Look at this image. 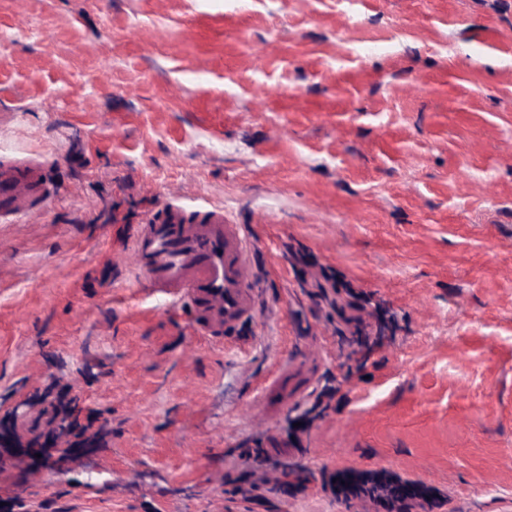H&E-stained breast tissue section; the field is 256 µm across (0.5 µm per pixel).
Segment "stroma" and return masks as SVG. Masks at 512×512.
<instances>
[{
	"mask_svg": "<svg viewBox=\"0 0 512 512\" xmlns=\"http://www.w3.org/2000/svg\"><path fill=\"white\" fill-rule=\"evenodd\" d=\"M16 160L47 195L0 218V512H382L348 471L512 512V0H0ZM173 194L250 238L230 343L137 286ZM60 406L89 447H48Z\"/></svg>",
	"mask_w": 512,
	"mask_h": 512,
	"instance_id": "1",
	"label": "stroma"
}]
</instances>
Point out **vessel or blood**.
Instances as JSON below:
<instances>
[{"label":"vessel or blood","instance_id":"vessel-or-blood-1","mask_svg":"<svg viewBox=\"0 0 512 512\" xmlns=\"http://www.w3.org/2000/svg\"><path fill=\"white\" fill-rule=\"evenodd\" d=\"M41 174L30 165L0 169V213L22 211L45 196ZM138 283L170 303L188 301L199 339L221 345L255 315L249 244L242 225L219 207L197 211L178 201L165 204L132 240Z\"/></svg>","mask_w":512,"mask_h":512}]
</instances>
